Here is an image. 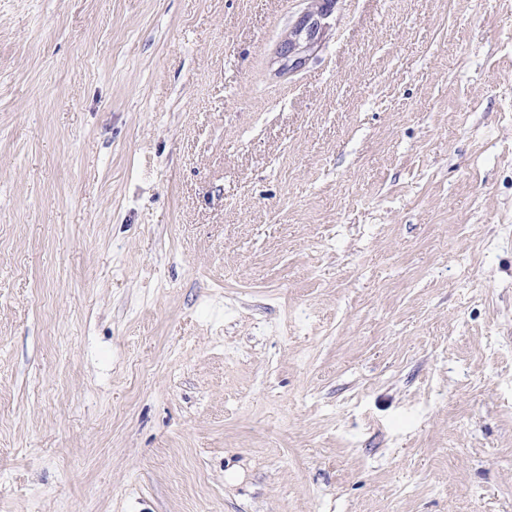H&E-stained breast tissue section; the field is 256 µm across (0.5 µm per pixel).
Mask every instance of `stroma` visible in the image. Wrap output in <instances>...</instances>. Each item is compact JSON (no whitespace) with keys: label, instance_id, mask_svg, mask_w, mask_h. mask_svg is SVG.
<instances>
[{"label":"stroma","instance_id":"35a3bbf8","mask_svg":"<svg viewBox=\"0 0 512 512\" xmlns=\"http://www.w3.org/2000/svg\"><path fill=\"white\" fill-rule=\"evenodd\" d=\"M0 0V512H512V0ZM331 1L320 4L316 11L305 13L297 21L288 38L279 48V56L288 64V68L301 66L306 52L315 44L321 28V20L330 12Z\"/></svg>","mask_w":512,"mask_h":512}]
</instances>
